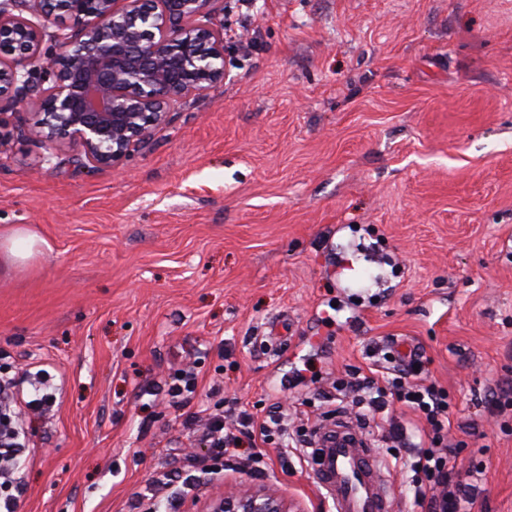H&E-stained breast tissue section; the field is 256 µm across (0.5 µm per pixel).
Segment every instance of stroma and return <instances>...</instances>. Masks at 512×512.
I'll use <instances>...</instances> for the list:
<instances>
[{
  "instance_id": "1",
  "label": "stroma",
  "mask_w": 512,
  "mask_h": 512,
  "mask_svg": "<svg viewBox=\"0 0 512 512\" xmlns=\"http://www.w3.org/2000/svg\"><path fill=\"white\" fill-rule=\"evenodd\" d=\"M224 82L189 98L114 168L13 135L0 150V369L23 367L28 413L16 512H213L264 489L328 512L310 462L265 476L190 473L209 450L187 414L238 398L297 406L314 431L347 371L419 345L454 405L459 476L482 467L473 512H512V0H222ZM377 279L358 287L363 269ZM197 374L180 409L162 387ZM403 404L361 425L387 454ZM45 242L36 234L19 229L7 239L6 256L13 263H21L40 252Z\"/></svg>"
}]
</instances>
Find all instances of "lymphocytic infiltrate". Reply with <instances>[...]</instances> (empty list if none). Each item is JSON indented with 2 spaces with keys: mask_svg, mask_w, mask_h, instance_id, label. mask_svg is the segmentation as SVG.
Here are the masks:
<instances>
[{
  "mask_svg": "<svg viewBox=\"0 0 512 512\" xmlns=\"http://www.w3.org/2000/svg\"><path fill=\"white\" fill-rule=\"evenodd\" d=\"M347 387L359 391L358 405L371 412H383L400 402L422 415L426 423L425 437L400 463L399 468L410 475L415 503L422 512H472L476 486L473 481H458L453 461L463 444L450 441L448 427L452 402L447 391L435 384L409 381L407 374L382 379L350 376ZM13 394L6 382H0V487L18 486L16 460L23 444L24 418L11 407ZM208 441L212 452L205 458H193V465L211 474L221 473L224 461L235 462L249 472L264 471L268 445H277L284 452L299 447L289 429L288 414L276 411L265 421H257L245 407L227 413L212 412L206 418ZM248 442L246 455H239V442Z\"/></svg>",
  "mask_w": 512,
  "mask_h": 512,
  "instance_id": "f902f5d3",
  "label": "lymphocytic infiltrate"
}]
</instances>
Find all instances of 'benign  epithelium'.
I'll use <instances>...</instances> for the list:
<instances>
[{"label":"benign epithelium","mask_w":512,"mask_h":512,"mask_svg":"<svg viewBox=\"0 0 512 512\" xmlns=\"http://www.w3.org/2000/svg\"><path fill=\"white\" fill-rule=\"evenodd\" d=\"M217 0H0V149L26 102L46 145L113 168L184 100L224 81ZM54 31H49V26ZM215 512H288L274 494L224 496Z\"/></svg>","instance_id":"7a95c632"}]
</instances>
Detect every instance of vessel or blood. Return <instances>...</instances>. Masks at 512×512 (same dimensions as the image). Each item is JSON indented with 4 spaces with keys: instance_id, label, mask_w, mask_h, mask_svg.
Instances as JSON below:
<instances>
[{
    "instance_id": "1",
    "label": "vessel or blood",
    "mask_w": 512,
    "mask_h": 512,
    "mask_svg": "<svg viewBox=\"0 0 512 512\" xmlns=\"http://www.w3.org/2000/svg\"><path fill=\"white\" fill-rule=\"evenodd\" d=\"M313 478L334 512H394L391 485L374 448L346 422L320 428Z\"/></svg>"
}]
</instances>
